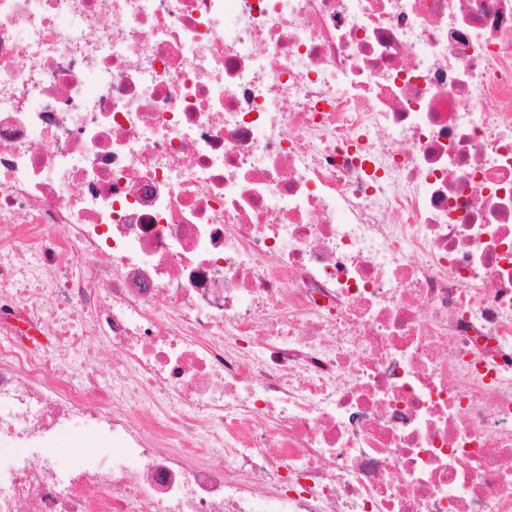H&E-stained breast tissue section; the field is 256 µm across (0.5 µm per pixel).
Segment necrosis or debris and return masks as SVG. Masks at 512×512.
I'll list each match as a JSON object with an SVG mask.
<instances>
[{"label": "necrosis or debris", "instance_id": "1", "mask_svg": "<svg viewBox=\"0 0 512 512\" xmlns=\"http://www.w3.org/2000/svg\"><path fill=\"white\" fill-rule=\"evenodd\" d=\"M0 512H512V0H0ZM93 445L94 440L90 435L86 437L85 442L83 443L77 438H75L73 435L64 432L57 435L49 450L62 459H68L76 456L77 454L83 451L93 452L95 450L97 451L99 448H103L106 445V439H102L101 441H99L96 444L97 448H76L81 446L87 447Z\"/></svg>", "mask_w": 512, "mask_h": 512}]
</instances>
